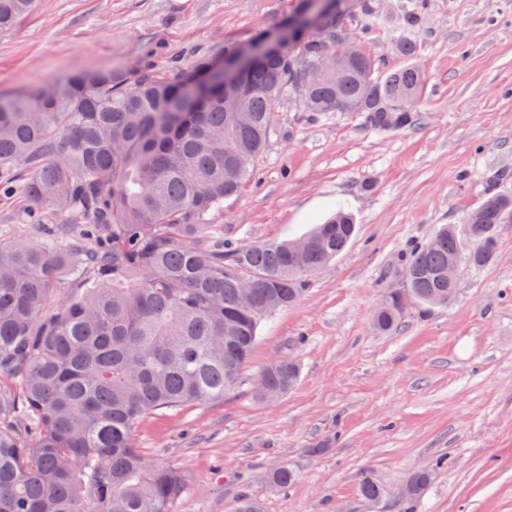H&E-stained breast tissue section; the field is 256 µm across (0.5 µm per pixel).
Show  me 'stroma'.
<instances>
[{
  "label": "stroma",
  "instance_id": "1",
  "mask_svg": "<svg viewBox=\"0 0 512 512\" xmlns=\"http://www.w3.org/2000/svg\"><path fill=\"white\" fill-rule=\"evenodd\" d=\"M295 0H38L0 31V95L97 69L191 68L248 43ZM414 63L426 75L413 127L378 133L350 112L281 103L280 133L255 180L212 213L217 237L276 242L349 211L357 232L305 296L259 327L252 358L223 401L149 414L134 442L187 485L171 512H397L398 491L431 473L414 512H512V223L497 258L460 265L445 306L409 305L379 333L372 317L405 287L402 254L461 224L485 194L512 195V0H428ZM288 358L300 375L280 399L255 384ZM285 466L279 490L266 472ZM370 470L386 491L358 493Z\"/></svg>",
  "mask_w": 512,
  "mask_h": 512
}]
</instances>
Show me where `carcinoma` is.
Instances as JSON below:
<instances>
[{
	"instance_id": "cac0c4a2",
	"label": "carcinoma",
	"mask_w": 512,
	"mask_h": 512,
	"mask_svg": "<svg viewBox=\"0 0 512 512\" xmlns=\"http://www.w3.org/2000/svg\"><path fill=\"white\" fill-rule=\"evenodd\" d=\"M324 9L299 0L297 26L253 62L267 31L224 46L237 67L205 89L215 60L180 67L90 71L0 99V190L21 192L42 240L0 241V512H169L185 472L146 460L133 429L145 415L224 399L257 344L261 322L301 299L309 277L341 254L356 224L342 210L288 241L225 246L208 216L256 175L277 132L274 104L297 96L292 62L339 52L346 74L325 72L301 96L306 112H358L389 132L415 125L425 76L412 60L427 0H405L387 70L365 44L386 0ZM36 0H0V30ZM441 225L405 252L404 291L389 292L375 328L393 331L407 302L446 306L456 283L448 262L480 268L497 253L496 227L512 222V196L490 192L463 219ZM69 277L81 293L50 302ZM299 376L281 359L260 374L255 395L272 402ZM268 481L285 489L286 467ZM430 473L410 480L407 504ZM360 495L384 488L368 472Z\"/></svg>"
}]
</instances>
